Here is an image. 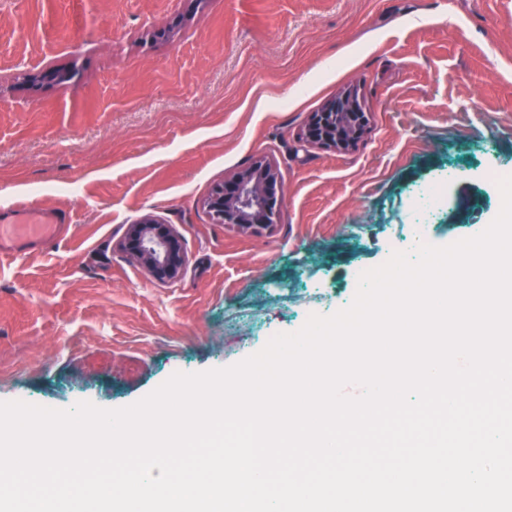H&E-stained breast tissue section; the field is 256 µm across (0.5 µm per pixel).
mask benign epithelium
<instances>
[{
  "label": "benign epithelium",
  "mask_w": 512,
  "mask_h": 512,
  "mask_svg": "<svg viewBox=\"0 0 512 512\" xmlns=\"http://www.w3.org/2000/svg\"><path fill=\"white\" fill-rule=\"evenodd\" d=\"M336 102H330L322 111L311 115L306 136L309 140L333 147H349L359 141L366 126L364 112H339L337 118L345 127L342 137L335 140L325 134L330 111ZM282 204V194L275 165L257 158L244 171L216 188L208 199V207L226 224L249 229L272 224ZM125 250L146 266L158 281L179 278L185 255L179 237L167 224L151 216L129 225L124 243Z\"/></svg>",
  "instance_id": "1"
}]
</instances>
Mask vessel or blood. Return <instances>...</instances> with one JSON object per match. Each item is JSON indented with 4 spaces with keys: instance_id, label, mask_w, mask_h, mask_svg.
<instances>
[{
    "instance_id": "b4317fda",
    "label": "vessel or blood",
    "mask_w": 512,
    "mask_h": 512,
    "mask_svg": "<svg viewBox=\"0 0 512 512\" xmlns=\"http://www.w3.org/2000/svg\"><path fill=\"white\" fill-rule=\"evenodd\" d=\"M58 225L50 223L35 208L20 205L12 210L7 223L0 224V252L19 255L28 249L55 242Z\"/></svg>"
}]
</instances>
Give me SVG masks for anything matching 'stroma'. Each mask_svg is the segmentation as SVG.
Masks as SVG:
<instances>
[{
  "label": "stroma",
  "instance_id": "obj_1",
  "mask_svg": "<svg viewBox=\"0 0 512 512\" xmlns=\"http://www.w3.org/2000/svg\"><path fill=\"white\" fill-rule=\"evenodd\" d=\"M71 72L42 80L46 69ZM357 88L363 137L304 136ZM264 156L283 204L254 233L215 185ZM512 173V0H0V213L62 215L61 240L0 255V402H138L233 365L359 269L478 235ZM435 188L419 223L414 193ZM182 241L161 282L123 247L145 215Z\"/></svg>",
  "mask_w": 512,
  "mask_h": 512
}]
</instances>
